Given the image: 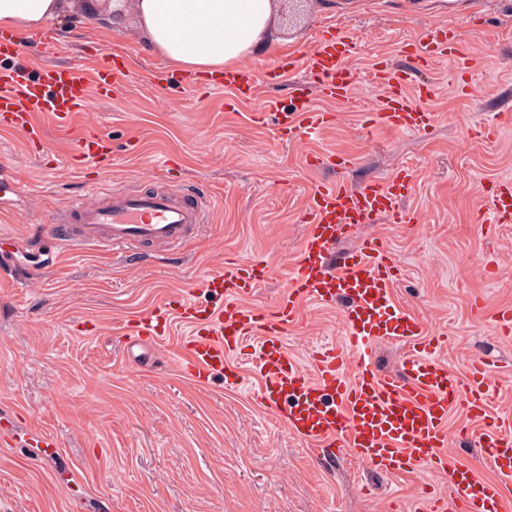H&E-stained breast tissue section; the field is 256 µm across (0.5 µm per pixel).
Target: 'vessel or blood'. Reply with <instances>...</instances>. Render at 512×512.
I'll return each mask as SVG.
<instances>
[{
	"label": "vessel or blood",
	"instance_id": "vessel-or-blood-1",
	"mask_svg": "<svg viewBox=\"0 0 512 512\" xmlns=\"http://www.w3.org/2000/svg\"><path fill=\"white\" fill-rule=\"evenodd\" d=\"M28 50L43 60L37 79H30L24 67L0 72V130L23 132L36 149L44 144V123L70 127L78 114L88 110L92 98L115 94L123 70L108 55L89 71L79 62L50 63L59 48L47 33L30 42ZM354 51L353 40L344 33L318 38L302 60L308 81L293 87L287 106L267 103L265 112L252 113V120L260 123L266 111L277 112L280 132L291 139L313 136L331 126L334 115L312 109L310 101L315 96L350 95L354 76L346 62ZM441 58L458 69L471 65L455 34L434 26L408 53L405 69L377 70L374 80L384 93L373 123L415 135L436 125L440 114L414 106L406 87L414 71ZM257 83L256 72L241 67L225 72L216 86L248 97ZM67 161L80 174L107 170L112 166V141L98 132L83 134L70 148ZM411 178V170L402 168L356 190L334 181L316 186L305 207L308 232L293 280L274 309L257 308L248 301L269 276L267 263L254 260L205 275L200 286L218 298V305L203 307L182 298L173 308L164 302L148 314L126 319L120 336L131 346H155L170 318H178L191 329L179 344L178 369L198 383L219 373L227 381H237L227 355L239 351L245 337H261L260 402L304 444L323 454L344 449L355 460L394 476L423 470L444 474L457 512H512L500 484L501 478H512V420L491 410L489 364L473 358L461 379L439 361L438 353L448 340L425 335L423 323L396 306L392 286L397 265L380 238L363 237L355 250L335 260L330 257L338 240L371 218L388 215L394 223L405 222L398 202ZM91 189L95 202L63 212L57 225L58 250L101 242L122 255L157 244L175 249L204 222L206 199L191 204L178 190L128 192L98 182ZM487 221L512 222L511 178L500 180L492 191ZM339 297L348 302L345 349L312 351L305 368L289 361L279 341L281 332L298 320L307 301L329 304ZM383 342L406 348L397 374L381 375L367 353ZM351 351L358 353L357 363H349ZM452 407L462 408L474 422L475 441L486 464L498 473V481L483 479L474 466L449 462L447 419Z\"/></svg>",
	"mask_w": 512,
	"mask_h": 512
}]
</instances>
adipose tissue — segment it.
<instances>
[{"instance_id":"1","label":"adipose tissue","mask_w":512,"mask_h":512,"mask_svg":"<svg viewBox=\"0 0 512 512\" xmlns=\"http://www.w3.org/2000/svg\"><path fill=\"white\" fill-rule=\"evenodd\" d=\"M72 0H0V28L25 37L56 22ZM276 0H134L152 49L175 68L220 75L277 43Z\"/></svg>"}]
</instances>
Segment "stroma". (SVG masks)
Listing matches in <instances>:
<instances>
[{
	"label": "stroma",
	"instance_id": "stroma-1",
	"mask_svg": "<svg viewBox=\"0 0 512 512\" xmlns=\"http://www.w3.org/2000/svg\"><path fill=\"white\" fill-rule=\"evenodd\" d=\"M437 24L456 28L472 57L468 71L439 60L416 76L433 88L419 106L441 121L421 136L366 131L381 94L373 82L378 62L406 66V44ZM279 27L283 41L252 61L257 72L305 55L328 28L358 40L347 62L354 88L340 102L313 100L338 120L311 139H285L272 115L262 125L250 120L265 102L288 103L303 69L260 81L250 100L227 90L166 91L148 80L167 62L147 43L133 9L105 22L77 9L54 23L67 60L117 52L127 77L72 130L46 125L42 151L31 150L22 133L0 132V163L16 180L0 191V233H27L32 248L49 249L41 225L89 200L66 155L91 128L112 139V169L100 176L107 187L163 184L154 161L169 154L182 189L205 194L211 212L175 251L145 248L127 261L103 246L78 245L25 287L0 280V512H388L394 498L412 512L416 501L435 496L453 505L436 473L404 481L341 452L312 458L257 399L260 337H246L242 351L228 356L235 385L220 375L194 382L153 354L131 361L117 338L123 320L182 292L207 303L198 283L226 263L267 261L272 273L249 302L273 308L307 232L300 217L309 194L327 180L357 189L413 170L399 202L409 222L375 218L336 249L380 237L398 265L397 304L426 334L447 337L440 359L454 374L465 376L474 356L491 362L493 410L512 417V338L489 323L498 308L512 306V223L482 221L492 184L512 178V0H358L349 10L308 0L294 21L280 8ZM492 124L497 138H479ZM330 153L352 162L302 164L306 155ZM344 336L342 304L310 301L281 341L304 366L309 349L343 346ZM467 423L462 409L449 410L448 457L495 479L480 464L475 440L461 435ZM21 432L42 434L51 445H28Z\"/></svg>",
	"mask_w": 512,
	"mask_h": 512
}]
</instances>
